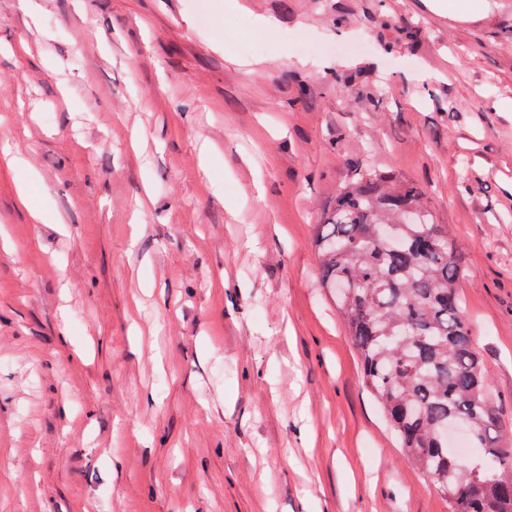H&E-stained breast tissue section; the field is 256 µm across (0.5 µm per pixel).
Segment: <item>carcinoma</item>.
<instances>
[{
	"instance_id": "obj_1",
	"label": "carcinoma",
	"mask_w": 512,
	"mask_h": 512,
	"mask_svg": "<svg viewBox=\"0 0 512 512\" xmlns=\"http://www.w3.org/2000/svg\"><path fill=\"white\" fill-rule=\"evenodd\" d=\"M416 185L366 171L336 196L315 246L330 288L352 281L336 306L358 352L363 378L399 447L448 499L449 512H512V442L489 395L488 380L458 292L462 270L448 232L421 204ZM408 210L394 246L382 224ZM469 423L478 459L448 452L438 431Z\"/></svg>"
}]
</instances>
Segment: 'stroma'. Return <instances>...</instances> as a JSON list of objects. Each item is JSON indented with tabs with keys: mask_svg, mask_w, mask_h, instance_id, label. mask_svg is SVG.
Listing matches in <instances>:
<instances>
[{
	"mask_svg": "<svg viewBox=\"0 0 512 512\" xmlns=\"http://www.w3.org/2000/svg\"><path fill=\"white\" fill-rule=\"evenodd\" d=\"M486 2L0 0V512H448L313 241L354 172L418 186L512 432V0Z\"/></svg>",
	"mask_w": 512,
	"mask_h": 512,
	"instance_id": "obj_1",
	"label": "stroma"
}]
</instances>
